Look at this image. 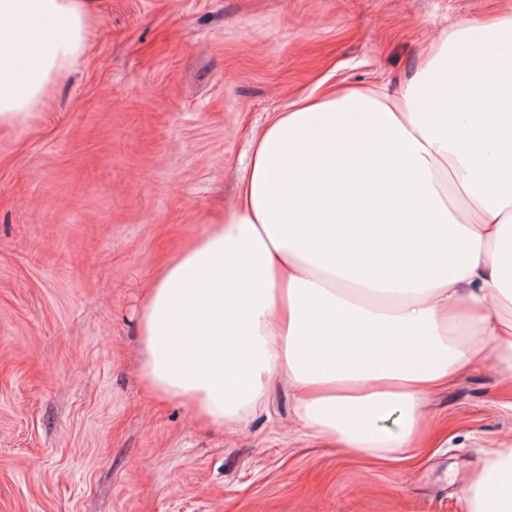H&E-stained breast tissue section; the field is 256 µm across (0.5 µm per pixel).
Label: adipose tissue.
I'll use <instances>...</instances> for the list:
<instances>
[{
    "instance_id": "adipose-tissue-1",
    "label": "adipose tissue",
    "mask_w": 512,
    "mask_h": 512,
    "mask_svg": "<svg viewBox=\"0 0 512 512\" xmlns=\"http://www.w3.org/2000/svg\"><path fill=\"white\" fill-rule=\"evenodd\" d=\"M86 13L0 0L1 132L83 52ZM139 334L144 390L205 429L242 421L283 376L313 443L387 457L419 447L423 398L461 375L494 366L512 397V15L433 40L396 93L278 113L235 205L145 288ZM464 498L512 512L511 447Z\"/></svg>"
}]
</instances>
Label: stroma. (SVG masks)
I'll return each mask as SVG.
<instances>
[{
  "label": "stroma",
  "mask_w": 512,
  "mask_h": 512,
  "mask_svg": "<svg viewBox=\"0 0 512 512\" xmlns=\"http://www.w3.org/2000/svg\"><path fill=\"white\" fill-rule=\"evenodd\" d=\"M86 47L0 134V512H467L512 442L494 367L428 395L433 447L303 440L285 382L200 429L140 383L144 289L235 203L250 139L300 96L397 91L442 29L512 0H90Z\"/></svg>",
  "instance_id": "35a3bbf8"
}]
</instances>
